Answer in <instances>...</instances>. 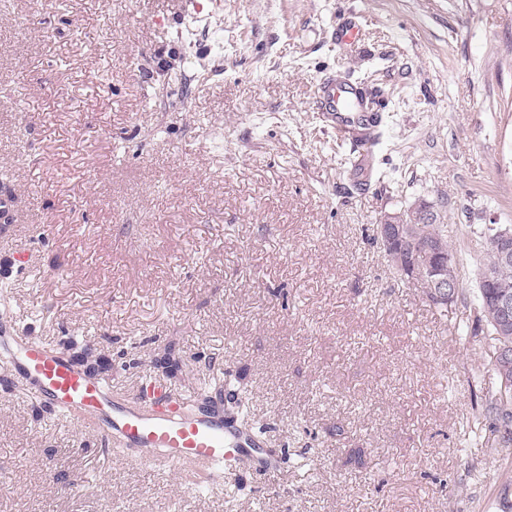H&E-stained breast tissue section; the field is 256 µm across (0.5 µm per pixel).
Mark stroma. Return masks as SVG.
I'll return each mask as SVG.
<instances>
[{
  "label": "stroma",
  "instance_id": "1",
  "mask_svg": "<svg viewBox=\"0 0 512 512\" xmlns=\"http://www.w3.org/2000/svg\"><path fill=\"white\" fill-rule=\"evenodd\" d=\"M201 3L0 0V287L22 333L110 355L117 402L170 341L177 391L243 373L264 448L308 464L204 496L206 472L121 457L88 417L34 421L18 387L0 512H512L473 332L485 228L512 225V0ZM329 74L362 82L374 156L316 109ZM421 203L465 303L430 305L374 240Z\"/></svg>",
  "mask_w": 512,
  "mask_h": 512
}]
</instances>
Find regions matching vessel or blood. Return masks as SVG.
Returning a JSON list of instances; mask_svg holds the SVG:
<instances>
[{
	"label": "vessel or blood",
	"mask_w": 512,
	"mask_h": 512,
	"mask_svg": "<svg viewBox=\"0 0 512 512\" xmlns=\"http://www.w3.org/2000/svg\"><path fill=\"white\" fill-rule=\"evenodd\" d=\"M321 92L319 108L338 137L363 135L372 124L373 115L351 84L329 79ZM0 353L50 410L91 416L104 444L118 447L124 457L152 466L248 465L264 473L281 466L278 456L260 452L249 435L225 425L222 413L188 409L186 397L163 383L142 382L130 403L119 404L109 389L72 368L61 354L15 335L5 324L0 325Z\"/></svg>",
	"instance_id": "vessel-or-blood-1"
}]
</instances>
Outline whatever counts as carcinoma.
<instances>
[{
    "mask_svg": "<svg viewBox=\"0 0 512 512\" xmlns=\"http://www.w3.org/2000/svg\"><path fill=\"white\" fill-rule=\"evenodd\" d=\"M493 228H486V249L480 260L477 274V290L479 293V308L475 315L477 330L493 337L496 348L512 350V323L505 329L497 327V313L493 306V295L498 290L512 291V262L500 261L493 241L489 239ZM428 241L443 243L448 252L455 250L448 241V229L445 224L434 221L423 224L405 225L403 238L385 252L389 265L395 272L403 276L408 267L424 265L434 267L436 257L430 256L422 248ZM57 350L69 358L70 364L79 369L87 378L92 380H107L112 364L100 351L87 341L76 336H68L57 342ZM153 368L161 373L169 383L175 384L181 380L182 357L176 343L165 346L163 352L153 359ZM225 385L234 389V393L224 401V421L239 430L255 437L263 434L264 429L255 427L251 418L249 389L242 383V378L225 380ZM485 418L489 420L495 433L496 443L501 448L512 447V402L506 403L497 395L491 394L482 399Z\"/></svg>",
    "mask_w": 512,
    "mask_h": 512,
    "instance_id": "carcinoma-1",
    "label": "carcinoma"
}]
</instances>
